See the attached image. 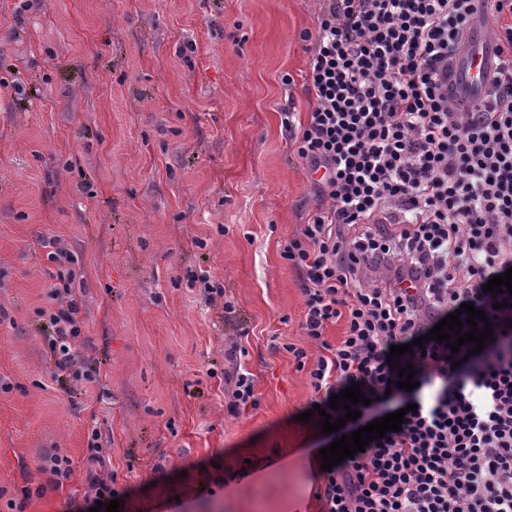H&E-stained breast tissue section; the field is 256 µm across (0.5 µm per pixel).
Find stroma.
<instances>
[{
  "instance_id": "stroma-1",
  "label": "stroma",
  "mask_w": 512,
  "mask_h": 512,
  "mask_svg": "<svg viewBox=\"0 0 512 512\" xmlns=\"http://www.w3.org/2000/svg\"><path fill=\"white\" fill-rule=\"evenodd\" d=\"M316 0H0V512H66L92 429L128 512H321L298 421L312 396L272 337L300 344L281 242L314 203L279 109L306 111ZM290 75L292 85L281 82ZM67 258L52 259L57 245ZM83 294L80 353L102 384L46 363L59 273ZM241 310L260 405L224 414V324L192 275ZM75 473L47 487L41 457ZM251 467L225 483L227 469Z\"/></svg>"
}]
</instances>
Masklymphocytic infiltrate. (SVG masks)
Segmentation results:
<instances>
[{"instance_id": "obj_1", "label": "lymphocytic infiltrate", "mask_w": 512, "mask_h": 512, "mask_svg": "<svg viewBox=\"0 0 512 512\" xmlns=\"http://www.w3.org/2000/svg\"><path fill=\"white\" fill-rule=\"evenodd\" d=\"M322 2L304 35L309 108L280 112L315 198L280 257L298 275L300 327L319 353L284 349L321 409L359 383L370 403L343 433L405 412L401 431L323 471L322 512H512V294L483 289L512 268V0ZM478 22L495 51L472 106L448 77ZM73 278L51 287L42 330L53 373L78 386L101 377L77 351L83 303ZM201 284L236 327L224 343V410L237 418L259 406L241 344L247 330L223 285L207 276ZM464 303L484 311L494 334L473 356L426 338ZM337 323L343 332L332 343L325 332ZM400 344L410 353L391 356ZM409 365L416 385L406 391L395 382ZM87 449L79 512L125 500L99 469V432Z\"/></svg>"}]
</instances>
